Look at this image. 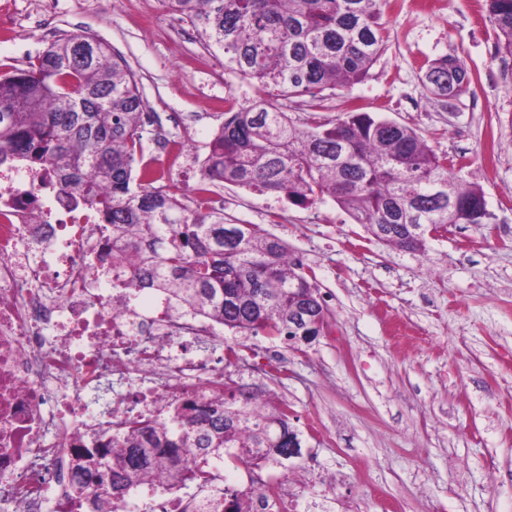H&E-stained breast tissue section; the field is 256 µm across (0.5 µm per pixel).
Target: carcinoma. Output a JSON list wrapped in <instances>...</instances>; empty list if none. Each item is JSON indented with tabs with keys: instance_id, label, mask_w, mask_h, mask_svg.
<instances>
[{
	"instance_id": "cac0c4a2",
	"label": "carcinoma",
	"mask_w": 512,
	"mask_h": 512,
	"mask_svg": "<svg viewBox=\"0 0 512 512\" xmlns=\"http://www.w3.org/2000/svg\"><path fill=\"white\" fill-rule=\"evenodd\" d=\"M189 22L224 67L266 95L231 105L215 131L191 204L175 184L160 185L145 153V102L126 62L98 42L80 56L73 33L51 43L26 69L0 74V164L55 168L56 182L112 225V258L132 259L123 288H152L169 308L201 312L234 334L320 336L329 312L319 288L259 224L224 221L203 207L227 183L311 205L325 197L386 243L423 251L449 224H487L484 193L465 186L453 161L411 127L353 109L332 123L294 126L279 98L348 88L363 81L388 38L387 0H161ZM502 59H512V0H487ZM469 70L452 54L431 60L423 85L442 102L470 90ZM194 446L206 462L226 448H267L279 458L301 447L288 409L273 399L224 388V399L176 407L175 424L136 420L117 447L124 476L81 461L77 493L97 499L165 462L182 470Z\"/></svg>"
}]
</instances>
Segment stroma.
Segmentation results:
<instances>
[{
	"label": "stroma",
	"mask_w": 512,
	"mask_h": 512,
	"mask_svg": "<svg viewBox=\"0 0 512 512\" xmlns=\"http://www.w3.org/2000/svg\"><path fill=\"white\" fill-rule=\"evenodd\" d=\"M389 40L368 77L348 89L284 98L296 125L354 108L415 129L461 161L489 224H452L425 251L368 235L332 199L295 206L219 183L224 216L285 240L315 277L329 327L309 344L242 336L271 353L284 378L256 377L288 404L301 453L267 462L270 482L300 483L301 512H512V66L497 51L486 0H389ZM87 33L134 72L154 127L205 158L224 120L216 94L245 106L262 91L205 70L195 29L159 0H0V71L27 68L57 37ZM452 53L468 93L427 96L429 61Z\"/></svg>",
	"instance_id": "obj_1"
}]
</instances>
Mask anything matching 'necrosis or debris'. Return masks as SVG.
Masks as SVG:
<instances>
[{"label":"necrosis or debris","instance_id":"1","mask_svg":"<svg viewBox=\"0 0 512 512\" xmlns=\"http://www.w3.org/2000/svg\"><path fill=\"white\" fill-rule=\"evenodd\" d=\"M108 237L49 171L0 167V512H87L72 487L80 449L121 438L132 420L172 419L185 398H223L243 371L283 370L231 352L207 316L167 317L164 297L121 287L132 268L101 262ZM263 459L228 448L192 482L163 468L100 512H228L236 499L285 512ZM231 469L248 490L217 483Z\"/></svg>","mask_w":512,"mask_h":512}]
</instances>
